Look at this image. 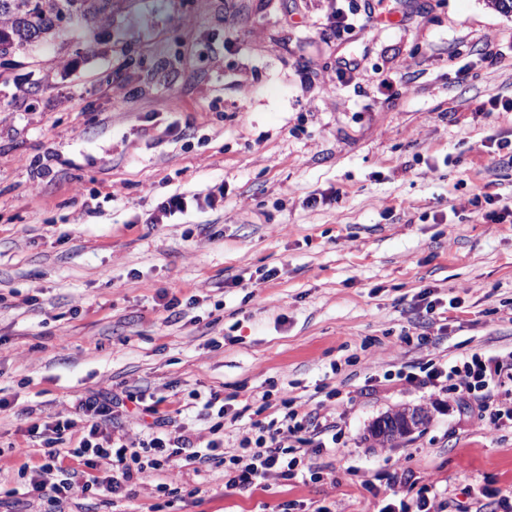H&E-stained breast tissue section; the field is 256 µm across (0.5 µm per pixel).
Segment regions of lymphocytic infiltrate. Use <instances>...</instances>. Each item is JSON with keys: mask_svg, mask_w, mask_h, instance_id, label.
I'll return each instance as SVG.
<instances>
[{"mask_svg": "<svg viewBox=\"0 0 512 512\" xmlns=\"http://www.w3.org/2000/svg\"><path fill=\"white\" fill-rule=\"evenodd\" d=\"M397 380L433 389H450L460 399L473 402L481 413L491 416L494 430L512 428V404L504 402L512 393V352L506 356H485L474 352L455 359L427 361L418 369L399 368ZM202 404L201 415L217 413L218 423L210 426L209 440L188 433L177 424L170 411L158 404H144L141 394L124 390L115 394L96 393L79 397L76 408L79 420L69 418L52 422H30L25 433L39 443L43 453L36 464H22L17 476L31 494L47 499L56 512H65L73 488H80L85 499L98 501L105 497H130L132 487L147 473L156 478L155 491L175 503L182 497L180 488L167 481L170 469L179 464L194 471L220 467L224 485L230 489L268 488L297 476L316 482L321 478L315 458L335 447L336 424L321 415L319 408H294L291 398H281V412L269 420L255 421L242 434L236 448L225 450L220 437L224 419L238 421L241 410L221 403L219 393H193ZM135 412L140 430L138 441H131L124 428L123 417ZM82 434L76 445H68L74 426ZM73 466H66V459ZM397 491L392 502L380 512H442L431 486H417L405 461L394 463ZM90 476H83L82 468ZM104 477H97V469Z\"/></svg>", "mask_w": 512, "mask_h": 512, "instance_id": "obj_1", "label": "lymphocytic infiltrate"}]
</instances>
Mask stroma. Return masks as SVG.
<instances>
[{
  "label": "stroma",
  "mask_w": 512,
  "mask_h": 512,
  "mask_svg": "<svg viewBox=\"0 0 512 512\" xmlns=\"http://www.w3.org/2000/svg\"><path fill=\"white\" fill-rule=\"evenodd\" d=\"M332 0H114L96 33L18 56L0 88V487L37 462L27 420L104 388L164 400L207 434L190 392L245 416L264 391L328 412V475L251 492L176 467L169 512H378L393 462L446 512L512 496V431L387 371L512 350V15L488 0H401L336 41ZM359 63L338 78L339 57ZM43 79L37 101L20 89ZM16 103H9V96ZM224 185L218 209L149 223L167 196ZM437 302L425 312L420 293ZM177 296L167 318L159 294ZM457 307H450V300ZM426 333L428 343L417 340ZM427 423L380 444L397 410ZM372 480L366 490L363 480Z\"/></svg>",
  "instance_id": "35a3bbf8"
}]
</instances>
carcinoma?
<instances>
[{
  "mask_svg": "<svg viewBox=\"0 0 512 512\" xmlns=\"http://www.w3.org/2000/svg\"><path fill=\"white\" fill-rule=\"evenodd\" d=\"M30 0H0V42L33 47L62 36L55 20L68 14L92 28L112 20V0H41V8Z\"/></svg>",
  "mask_w": 512,
  "mask_h": 512,
  "instance_id": "cac0c4a2",
  "label": "carcinoma"
}]
</instances>
